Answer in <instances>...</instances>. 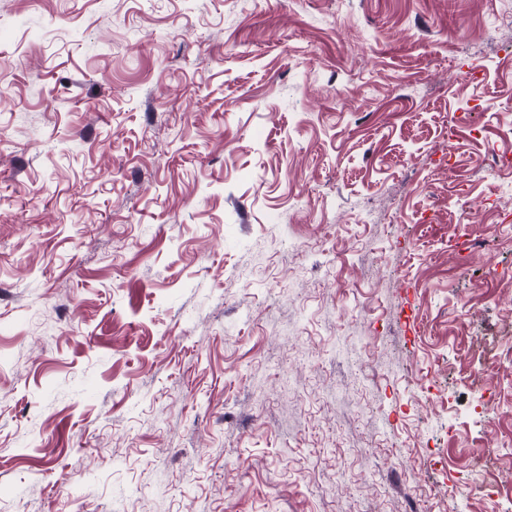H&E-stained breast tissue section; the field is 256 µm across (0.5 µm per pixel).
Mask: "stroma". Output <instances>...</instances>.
Returning <instances> with one entry per match:
<instances>
[{
  "instance_id": "obj_1",
  "label": "stroma",
  "mask_w": 512,
  "mask_h": 512,
  "mask_svg": "<svg viewBox=\"0 0 512 512\" xmlns=\"http://www.w3.org/2000/svg\"><path fill=\"white\" fill-rule=\"evenodd\" d=\"M509 14L0 0V512H496L512 173L448 118L512 96Z\"/></svg>"
}]
</instances>
